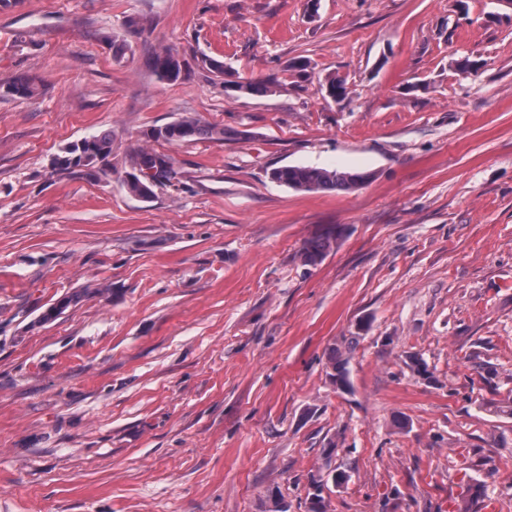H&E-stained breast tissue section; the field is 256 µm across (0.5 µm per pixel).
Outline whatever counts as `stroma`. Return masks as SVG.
Wrapping results in <instances>:
<instances>
[{"instance_id": "obj_1", "label": "stroma", "mask_w": 512, "mask_h": 512, "mask_svg": "<svg viewBox=\"0 0 512 512\" xmlns=\"http://www.w3.org/2000/svg\"><path fill=\"white\" fill-rule=\"evenodd\" d=\"M163 49L183 80L156 79ZM208 57L309 68L252 98ZM21 76L42 93L0 97V512H307L340 472L327 512H512L507 0H0V83ZM185 116L223 139L156 143L176 178L131 195L141 131ZM105 130L101 169L52 170ZM287 165L373 177L299 192ZM150 66L157 79L166 83H175L185 77L184 63L178 53L164 50L151 57ZM335 241L336 236L332 230L306 240L301 248V257L304 263L315 265L320 262L330 251Z\"/></svg>"}]
</instances>
